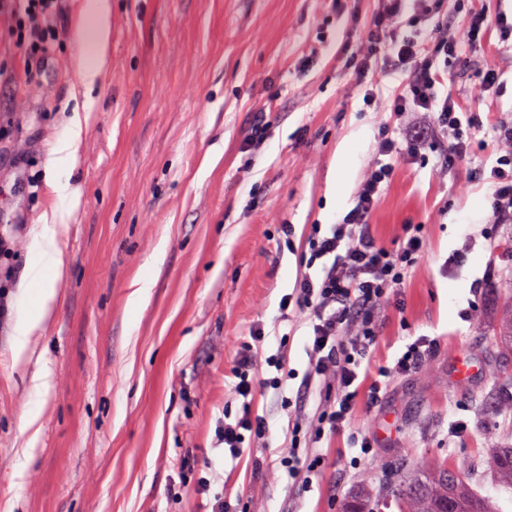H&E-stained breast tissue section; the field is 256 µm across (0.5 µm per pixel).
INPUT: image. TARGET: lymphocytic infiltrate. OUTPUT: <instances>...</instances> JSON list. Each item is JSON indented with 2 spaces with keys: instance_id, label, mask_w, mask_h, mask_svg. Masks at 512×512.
<instances>
[{
  "instance_id": "lymphocytic-infiltrate-1",
  "label": "lymphocytic infiltrate",
  "mask_w": 512,
  "mask_h": 512,
  "mask_svg": "<svg viewBox=\"0 0 512 512\" xmlns=\"http://www.w3.org/2000/svg\"><path fill=\"white\" fill-rule=\"evenodd\" d=\"M61 0H0V22L11 35V44L29 60L43 64L46 53L61 37L56 17ZM405 0H382L368 25L364 43L352 54L351 77L364 87V100L370 106H386L400 122L398 136L388 128L378 131L377 151L382 161L374 163L359 183L353 207L341 220L322 230L312 225L308 235L304 272L296 280L292 294L282 308L297 307L308 314L311 344L305 383H319L327 390L314 414L301 408L288 413V445L276 460V469L289 477L309 482L324 465L316 446L325 435L343 430L349 423L357 390L353 385L358 368L377 335V314L382 306L397 298L411 267L423 251L418 233L403 238L395 249L376 245L368 230L370 216L383 184L395 175L393 158L417 157L430 139L451 138V157L467 155L473 129L478 123L462 112L452 95L440 94L442 61L456 56L460 41L475 43L489 25H496L502 40H512V20L506 15L489 19L473 12L462 35H449L441 13L444 0H412L415 25L431 32L423 41L403 30ZM407 75L405 86L387 103H380L376 89L367 87L366 78L373 58ZM495 163L489 181L492 219L497 224L512 223V124L501 127ZM265 333L255 328L251 342L245 343L233 360L236 383L234 397L243 404L232 417H225L216 430V442L225 453H243L246 439L266 440L270 434L265 417L253 413L246 399L255 391L259 365L278 371L288 361L285 351L265 355Z\"/></svg>"
}]
</instances>
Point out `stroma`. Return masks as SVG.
Masks as SVG:
<instances>
[{
	"instance_id": "stroma-1",
	"label": "stroma",
	"mask_w": 512,
	"mask_h": 512,
	"mask_svg": "<svg viewBox=\"0 0 512 512\" xmlns=\"http://www.w3.org/2000/svg\"><path fill=\"white\" fill-rule=\"evenodd\" d=\"M89 2L65 0L68 35L51 60L30 70L11 53L0 84V225L15 240L0 319V512H206L218 492L250 512H343L362 475L377 487L400 460L432 470L460 455L482 467L512 445V347L500 334L512 316V223H491L490 185L472 179L491 170L497 129L512 121V70L502 96H470L486 65L512 56L497 28L448 64V89L481 124L467 157L446 168L430 150L395 159L381 191L376 242L396 247L416 226L425 251L400 302L380 309L361 365L381 381L380 400H359L345 430L322 440L325 467L306 484L252 463L278 457L282 398L300 397L310 414L320 401L301 386L310 329L279 304L303 271L311 225L349 211L379 127L396 124L348 81L343 50L380 0H108L100 68L84 38ZM260 111L267 135L249 150ZM67 139L70 171L58 151ZM64 178L72 197L55 189ZM44 224L56 227L65 273L18 363L15 326L34 298L22 281ZM144 276L150 294L132 305ZM259 324L266 353L286 347L288 376L282 396L254 399L268 440L226 458L215 432L234 356ZM421 336L436 343L431 357L392 373ZM463 360L476 367L466 380ZM210 462L224 480L197 493Z\"/></svg>"
}]
</instances>
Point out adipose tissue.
Here are the masks:
<instances>
[{
    "instance_id": "obj_1",
    "label": "adipose tissue",
    "mask_w": 512,
    "mask_h": 512,
    "mask_svg": "<svg viewBox=\"0 0 512 512\" xmlns=\"http://www.w3.org/2000/svg\"><path fill=\"white\" fill-rule=\"evenodd\" d=\"M35 260L29 268L27 279L39 285L36 311L25 312L15 329V353L23 355L30 336L38 331L50 315L55 299L54 283L63 272L61 250L54 225H42L34 239Z\"/></svg>"
}]
</instances>
